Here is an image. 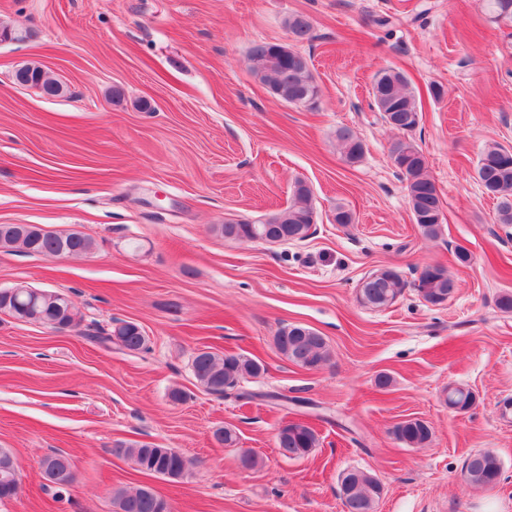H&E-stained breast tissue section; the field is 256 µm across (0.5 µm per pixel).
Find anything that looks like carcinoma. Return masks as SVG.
Segmentation results:
<instances>
[{"instance_id": "1", "label": "carcinoma", "mask_w": 512, "mask_h": 512, "mask_svg": "<svg viewBox=\"0 0 512 512\" xmlns=\"http://www.w3.org/2000/svg\"><path fill=\"white\" fill-rule=\"evenodd\" d=\"M493 20L497 23H512V0H488ZM288 34L295 42L312 38L313 24L309 16L294 14L285 20ZM249 60L255 77L264 84L277 88L284 86L294 93L301 105L315 103L319 88L308 58L297 50L286 54L279 52L275 42H255L249 49ZM378 94L374 102L386 124L402 137L398 138L395 151L398 157L394 166L399 172L408 202L418 215L415 219L421 234L437 238L442 225L437 218L443 214L442 202L434 181L428 174L426 156L411 138L419 126L422 114L414 94L409 90L406 76L394 69L381 71L375 82ZM336 139L345 161L355 164L363 157V144L359 136L348 127L336 130ZM475 179L483 193L496 200L497 220L500 224H512V148L497 142L484 145L475 167ZM312 205V190L304 182L294 186L293 202L285 209L270 215L268 223L221 224L215 232L227 240L257 242L261 239L285 237L286 241H303L309 236ZM97 248L96 241L89 235L71 230L54 232L41 230L36 234H19L12 231V225L0 224V250L20 249L34 255L86 256ZM437 273L421 275L408 281L402 273L374 271L362 279V295L359 302L372 309H383L394 304L408 287H413L426 303L441 306L448 302L458 288L455 279L447 270L436 266ZM17 294L9 301L0 297V312L22 322H38L57 330L64 325L72 330L83 322L81 311L73 302L62 301L55 305L47 301L40 304L42 317H36L22 309L30 301L28 287L15 285ZM90 340L106 349L128 353L148 350V337L143 328L133 322L119 320L108 331L90 336ZM278 352L293 364L313 370L326 364L331 351L326 338L318 331L302 325L291 324L281 327L274 336ZM192 371L197 383L207 392L222 396L238 387L247 379L260 377L265 366L242 354H220L210 347L198 349L192 358ZM395 438L409 448H423L432 438L430 426L418 418L398 422L393 428ZM319 445L315 428L306 422L295 421L283 426L277 434V448L281 456L289 460L304 459ZM116 456L130 460L137 470L179 479L188 471L187 459L179 451L158 448L150 443L118 442L112 448ZM56 472H43L44 479L59 490L73 483L70 460L62 455ZM465 480L477 487L493 488L502 477V464L492 451H478L468 455L463 464ZM383 487L380 481L369 473L352 469L345 473L340 482V496L344 512H375ZM120 512H169L167 501L148 487L133 490L119 487L114 492Z\"/></svg>"}]
</instances>
